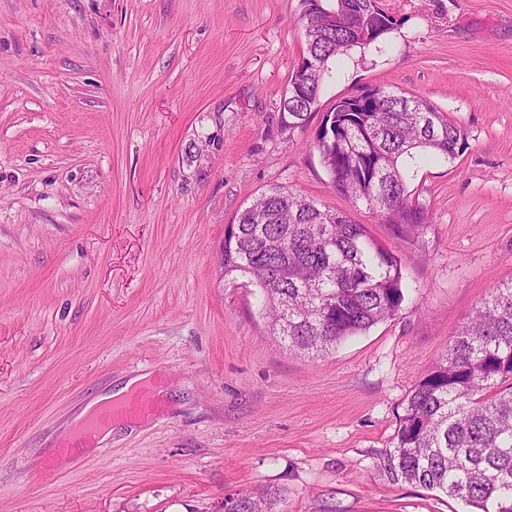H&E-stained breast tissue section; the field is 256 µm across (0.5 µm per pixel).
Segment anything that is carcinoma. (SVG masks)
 Returning a JSON list of instances; mask_svg holds the SVG:
<instances>
[{
	"instance_id": "1",
	"label": "carcinoma",
	"mask_w": 512,
	"mask_h": 512,
	"mask_svg": "<svg viewBox=\"0 0 512 512\" xmlns=\"http://www.w3.org/2000/svg\"><path fill=\"white\" fill-rule=\"evenodd\" d=\"M302 6L305 66L292 73L283 99L290 129L305 126L318 109L335 59L355 47L383 51L402 23L383 0ZM466 142L464 130L427 99L385 90L379 102H335L313 148L337 193L365 202L413 242L425 211L408 190V170L452 161ZM232 273L261 288L273 334L316 356L395 315L405 300L392 250L345 214L279 187L226 230L224 274ZM383 470L475 512H512V281L469 315L446 355L410 392ZM278 498L264 488L227 495L224 512H273Z\"/></svg>"
}]
</instances>
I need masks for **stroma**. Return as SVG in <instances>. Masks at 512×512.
Returning <instances> with one entry per match:
<instances>
[{
	"mask_svg": "<svg viewBox=\"0 0 512 512\" xmlns=\"http://www.w3.org/2000/svg\"><path fill=\"white\" fill-rule=\"evenodd\" d=\"M402 25L352 49L301 128L281 101L301 0H0V512H214L278 488V512H468L388 478L409 391L512 280V0H384ZM366 86L426 98L462 155L408 181L428 213L397 240L337 194L311 147ZM281 187L398 251V313L323 357L288 349L224 234ZM144 374L162 410L114 419L80 467L81 408Z\"/></svg>",
	"mask_w": 512,
	"mask_h": 512,
	"instance_id": "stroma-1",
	"label": "stroma"
}]
</instances>
